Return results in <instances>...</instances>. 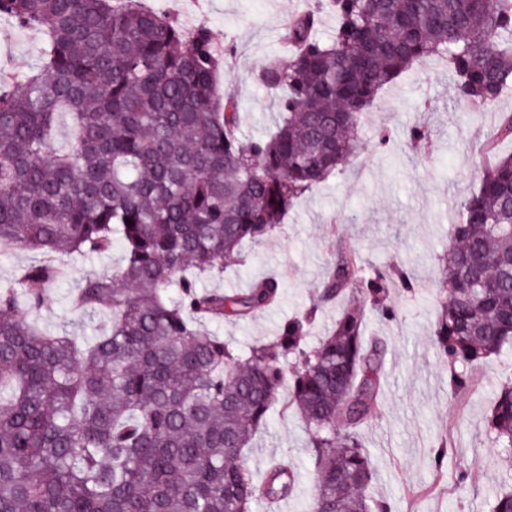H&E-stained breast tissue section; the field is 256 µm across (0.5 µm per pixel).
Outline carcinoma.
<instances>
[{
  "mask_svg": "<svg viewBox=\"0 0 512 512\" xmlns=\"http://www.w3.org/2000/svg\"><path fill=\"white\" fill-rule=\"evenodd\" d=\"M336 14L333 38L316 35ZM42 38V64L0 76V248L36 252L0 282V512H251L293 495L288 465L253 482L245 449L283 386L310 431L312 512H390L368 495L375 464L361 429L378 416L386 344L365 342L366 307L385 319L400 270L336 259L313 304L275 340L236 353L208 329L263 311L275 277L246 290H201L244 242L274 232L306 191L358 153L379 94L422 60H445L455 100L497 107L512 88V0H318L288 22L261 84L278 97L275 131L246 137L230 88L215 89L232 46L138 0H0V17ZM430 126L409 127L410 147ZM512 112L483 143L476 184L457 203L433 342L452 398L512 347ZM131 219L129 226L125 219ZM122 259L70 299L71 326L40 322L61 281L57 255ZM177 293H172V289ZM309 348L321 305L343 298ZM294 370L288 371V362ZM485 433L512 471V376L498 385Z\"/></svg>",
  "mask_w": 512,
  "mask_h": 512,
  "instance_id": "carcinoma-1",
  "label": "carcinoma"
}]
</instances>
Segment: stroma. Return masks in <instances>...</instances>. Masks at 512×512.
Returning <instances> with one entry per match:
<instances>
[{
    "label": "stroma",
    "mask_w": 512,
    "mask_h": 512,
    "mask_svg": "<svg viewBox=\"0 0 512 512\" xmlns=\"http://www.w3.org/2000/svg\"><path fill=\"white\" fill-rule=\"evenodd\" d=\"M146 7L169 12L188 30L206 24L215 41L233 44L224 60L234 87L240 129L259 137L275 127L276 107L257 75L279 52L291 15L317 0H144ZM39 39L0 18V71L18 74L40 64ZM454 78L428 61L414 65L404 79L386 88L364 118L362 150L344 171L306 193L282 224L262 243L244 244L239 260L223 274L203 279L201 288L243 290L274 276L284 287L276 303L248 320L214 324L234 349L247 351L271 341L282 322L303 315L327 278L330 241L341 238L367 263L413 269V291L391 289L388 303L397 319L368 317L367 332L387 343L382 415L362 430L378 470L369 493L391 512H489L505 481L500 452L485 435V413L498 382L512 372V351L489 359L474 390L449 400L448 374L431 336L444 294L438 258L448 248L450 226L458 217L456 201L470 191L480 166L478 146L489 136L499 113L512 111V90L497 108L469 112L453 99ZM417 123L430 125L433 149L403 153V133ZM122 257L113 245L105 258L66 256L68 276L52 288L43 319L68 324L69 298L90 273L108 274ZM309 433L294 411L275 408L247 451L254 481H261L272 460L294 468L297 485L288 512H310L313 462ZM447 442L443 466L434 452Z\"/></svg>",
    "instance_id": "35a3bbf8"
}]
</instances>
